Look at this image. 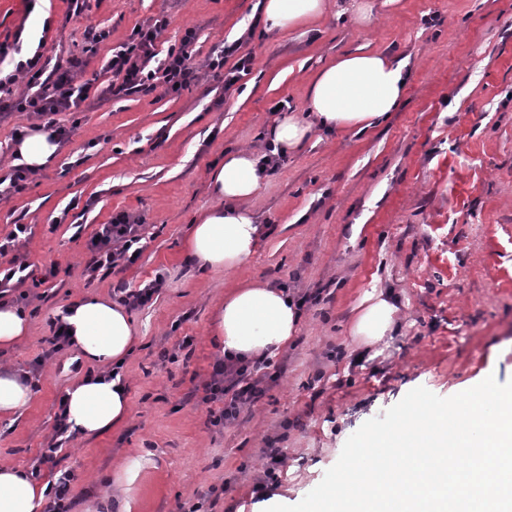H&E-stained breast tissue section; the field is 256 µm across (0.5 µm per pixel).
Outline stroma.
<instances>
[{
  "instance_id": "stroma-1",
  "label": "stroma",
  "mask_w": 512,
  "mask_h": 512,
  "mask_svg": "<svg viewBox=\"0 0 512 512\" xmlns=\"http://www.w3.org/2000/svg\"><path fill=\"white\" fill-rule=\"evenodd\" d=\"M367 2L370 25L346 12L347 0H327L304 34L265 29L257 0H91L74 16L68 0H0L1 42L18 35L52 62L82 58L89 86L81 111L55 116L72 131L56 159L24 193L0 198V231L32 227L24 252L36 274L59 267L41 286L24 284L28 336L0 350V368L36 385L26 406L0 418V464L32 469L52 442L59 400L84 373L72 370L70 346L34 362L50 317L111 295L112 276L83 275L86 244L123 211L143 219L146 245L122 278L134 288L158 274L166 282L130 313L138 343L122 368L127 419L56 453L58 469L75 476V512H106L126 465L139 468L131 512H264L253 486L273 437L286 465L269 496L294 505L351 434L411 389L450 397L489 376L512 380V0ZM159 14L170 21L159 50L189 28L201 60L237 40L254 58L250 74L229 85L203 68L177 95L160 82L148 94L100 98L111 49ZM90 26L109 30V40L91 45ZM361 48L408 63L402 105L374 129L317 130L283 156L249 202L261 233L241 266L189 263L191 226L217 204L212 167L239 149L264 154L273 106L306 111L314 74ZM242 281L321 299L304 305L296 336L273 355L282 373L262 400L238 423L213 427L189 391L220 355L216 307ZM375 288L396 294L399 330L358 362L352 311ZM188 336L189 360L159 363ZM219 486L223 495L210 496Z\"/></svg>"
}]
</instances>
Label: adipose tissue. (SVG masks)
<instances>
[{"label":"adipose tissue","mask_w":512,"mask_h":512,"mask_svg":"<svg viewBox=\"0 0 512 512\" xmlns=\"http://www.w3.org/2000/svg\"><path fill=\"white\" fill-rule=\"evenodd\" d=\"M259 19L270 30L304 29L321 18L326 0H258ZM410 72L384 55L347 53L319 70L307 96L308 119L288 115L276 119L267 139L276 151L299 148L320 129L364 131L384 122L402 102ZM61 149L48 131L33 129L16 150L30 168L51 164ZM265 176L259 157L250 151L226 153L222 165L210 171V185L218 199L191 226L188 257L200 266L230 271L252 254L259 226L247 207ZM399 308L391 293L373 289L355 308L350 334L361 348L393 336ZM64 321L78 357L98 367L64 396L71 431L94 437L123 423L129 414L127 387L120 371L135 346V328L127 309L111 299L88 297L69 305ZM300 322L293 295L270 285L243 283L224 297L215 322L223 353L237 359L272 355L285 348ZM46 487L29 471L0 465V512H37Z\"/></svg>","instance_id":"1"}]
</instances>
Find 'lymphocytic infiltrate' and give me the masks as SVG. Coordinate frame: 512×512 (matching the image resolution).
I'll return each instance as SVG.
<instances>
[{
    "label": "lymphocytic infiltrate",
    "instance_id": "f902f5d3",
    "mask_svg": "<svg viewBox=\"0 0 512 512\" xmlns=\"http://www.w3.org/2000/svg\"><path fill=\"white\" fill-rule=\"evenodd\" d=\"M168 24L164 17L148 19L135 25L128 43L113 49L104 65L114 78L107 87L108 93L150 92L158 75L163 76L171 93L191 84L199 67L192 48L195 33L187 31L180 46L158 53L157 44ZM42 57V52H34L32 57L16 62L6 79H0V90L18 82L24 85L18 96L0 97V112L27 113L41 120L43 130L64 141L71 132L56 125L53 116L63 110L80 108L86 101V86L76 82L85 64L71 60L64 66L49 67L43 64ZM30 234V225L15 224L0 235V304H11L15 289L33 276L21 252ZM142 240V227L129 214L120 212L112 216L87 243L90 259L84 267L86 278L94 279L97 272L112 270L121 264H135L144 249ZM272 365L267 356L248 361L216 359L208 377L197 384L203 393L202 403L210 407L209 423L223 426L237 422L259 401L263 393L262 382L269 377Z\"/></svg>",
    "mask_w": 512,
    "mask_h": 512
}]
</instances>
